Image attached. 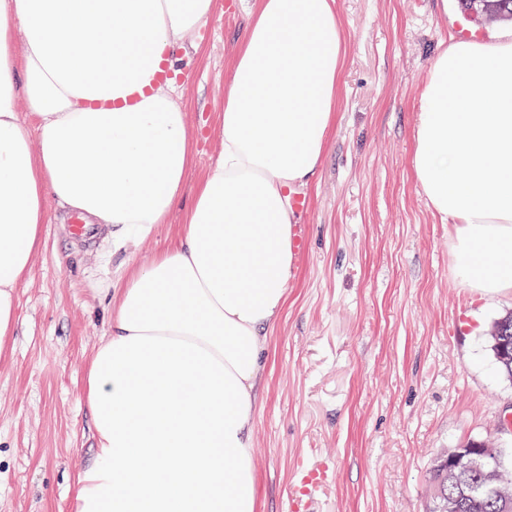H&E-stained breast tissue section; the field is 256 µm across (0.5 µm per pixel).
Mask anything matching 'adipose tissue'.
<instances>
[{
  "instance_id": "obj_1",
  "label": "adipose tissue",
  "mask_w": 512,
  "mask_h": 512,
  "mask_svg": "<svg viewBox=\"0 0 512 512\" xmlns=\"http://www.w3.org/2000/svg\"><path fill=\"white\" fill-rule=\"evenodd\" d=\"M217 0H0V358L50 204L116 235L167 223L192 166L176 47ZM229 64L222 148L185 222L110 300L86 366L96 458L72 512H256L263 345L293 276L288 193L336 124L335 0H250ZM412 171L452 225L456 274L512 293V33L429 66Z\"/></svg>"
}]
</instances>
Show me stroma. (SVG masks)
<instances>
[{"mask_svg":"<svg viewBox=\"0 0 512 512\" xmlns=\"http://www.w3.org/2000/svg\"><path fill=\"white\" fill-rule=\"evenodd\" d=\"M336 11L345 50L336 126L304 191L305 248L257 387V512H286L294 465L307 456L336 462L318 512H424L438 451L471 439L512 448L502 421L512 380L488 346L512 294L473 299L465 327L449 333L467 290L450 227L412 174L419 99L432 58L461 26L485 39L512 25L470 16L457 0H336ZM247 22L242 0H231L183 51L176 99L194 166L168 223L88 247L70 232L74 214L50 204L0 362V512H71L76 476L96 452L84 386L105 305L179 231L217 159L228 63Z\"/></svg>","mask_w":512,"mask_h":512,"instance_id":"stroma-1","label":"stroma"}]
</instances>
